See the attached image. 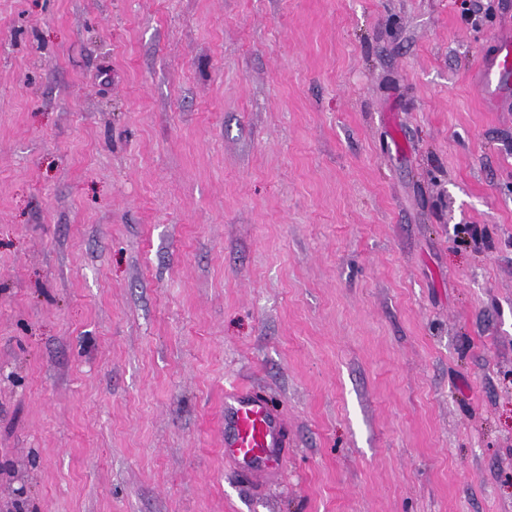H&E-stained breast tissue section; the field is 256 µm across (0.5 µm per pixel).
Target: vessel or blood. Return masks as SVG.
<instances>
[{
  "mask_svg": "<svg viewBox=\"0 0 512 512\" xmlns=\"http://www.w3.org/2000/svg\"><path fill=\"white\" fill-rule=\"evenodd\" d=\"M475 82L485 101L512 102V29L498 35L494 52L483 57ZM288 445L286 425L259 392L237 389L224 394V453L238 461L246 477H268Z\"/></svg>",
  "mask_w": 512,
  "mask_h": 512,
  "instance_id": "obj_1",
  "label": "vessel or blood"
}]
</instances>
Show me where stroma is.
<instances>
[{
    "mask_svg": "<svg viewBox=\"0 0 512 512\" xmlns=\"http://www.w3.org/2000/svg\"><path fill=\"white\" fill-rule=\"evenodd\" d=\"M471 5L0 0V512H512V0ZM499 34L494 52L484 56L475 71V82L487 102H512V25ZM288 448L286 425L274 406L254 389L224 392V456L238 461L251 480L268 477Z\"/></svg>",
    "mask_w": 512,
    "mask_h": 512,
    "instance_id": "obj_1",
    "label": "stroma"
}]
</instances>
